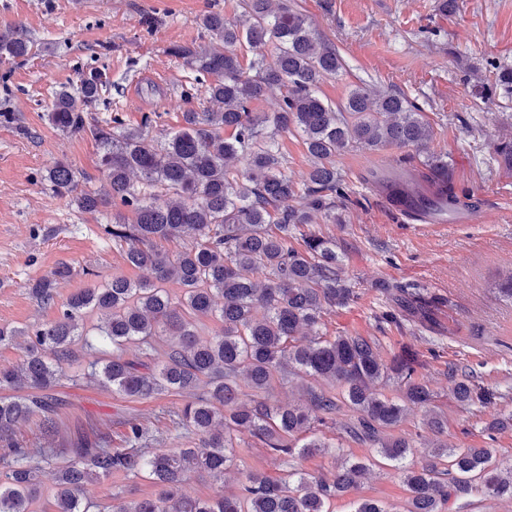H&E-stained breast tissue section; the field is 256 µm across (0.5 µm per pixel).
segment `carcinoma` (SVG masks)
<instances>
[{"instance_id": "obj_1", "label": "carcinoma", "mask_w": 512, "mask_h": 512, "mask_svg": "<svg viewBox=\"0 0 512 512\" xmlns=\"http://www.w3.org/2000/svg\"><path fill=\"white\" fill-rule=\"evenodd\" d=\"M270 0H242V18L231 22L208 10L198 17L208 41L196 47L175 45L171 54L210 77L205 92L218 109L183 112L184 127L153 135L149 117L131 125L112 116V126L88 121L87 109L110 84L106 74H83L77 91L56 93L49 120L68 134L88 132L103 145L99 165L108 188L88 189L79 206L98 212L120 201L131 216L117 215L104 225L112 240L127 245L126 263L148 269L153 280L115 276L106 288H84L60 305V316L32 330L0 326V346L27 337L20 362L0 368V512H33L40 493L38 473L53 463L57 449L29 448L15 437L21 421L38 419L40 438L58 433L53 394L73 346L83 341L79 322L98 315L99 340L112 345V357H95L87 377L129 398L162 392L189 396L174 409V427L192 432V448H144L148 422H128L126 448H112L108 435L96 440L79 434L69 440L68 464L55 473V512H90L89 486L115 472L143 474L159 487L158 496L121 503L112 512H333L336 498L360 485L368 470L347 460L329 476L289 471L279 478L249 472L241 491L212 499L182 493L190 472L222 478L232 467L233 436L247 432L271 455L309 456L331 444L316 436V425L337 424L347 409L343 433L377 449L394 462L408 497L404 512H456L461 496L512 498V465L503 467L495 448H462L448 441V419L431 408L433 391L420 372L418 355L402 349L381 357L363 336H328L326 314L348 305L355 291L340 277L342 257L336 240L315 232L295 237L318 214L329 223L341 218L349 190L335 158L352 148H426L433 131L425 112L404 94L357 86L340 103L320 95L324 80L343 69L339 52L292 5L273 14ZM252 52L243 66L238 49ZM16 31L0 32V58L29 54ZM490 82L478 81L473 95L482 103L512 99V66L486 61ZM277 87L282 100L275 112H256L253 104ZM296 133L311 158L300 181L281 170L277 136ZM499 163L512 171V133L496 146ZM48 179L61 196L76 190L75 173L57 162ZM374 190L391 206L430 208L437 203L453 215L467 207L470 191L448 176V162L427 156L421 166L389 174L371 172ZM192 246L168 252L159 242ZM266 282L257 284L254 275ZM72 275L68 263L28 282L29 294L44 305L55 303L59 281ZM173 283L181 295L172 297ZM215 317L222 329L203 337L197 322ZM159 336H171L166 347ZM139 348L130 355L127 348ZM302 379L297 402L271 399L273 384L289 375ZM393 382L399 396L380 387ZM449 395L461 406L484 408L503 394L473 372L448 369ZM416 407L426 409L431 437L421 444L428 462L407 463L413 441L393 431Z\"/></svg>"}]
</instances>
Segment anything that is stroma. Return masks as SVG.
Masks as SVG:
<instances>
[{"instance_id": "35a3bbf8", "label": "stroma", "mask_w": 512, "mask_h": 512, "mask_svg": "<svg viewBox=\"0 0 512 512\" xmlns=\"http://www.w3.org/2000/svg\"><path fill=\"white\" fill-rule=\"evenodd\" d=\"M291 2L344 61L342 72L322 83L323 97L337 103L366 83L419 104L433 128L428 152L447 161L454 184L468 188L485 215L477 224H418L375 195L368 174L391 170L402 159L417 164L416 149H353L338 156L336 168L352 204L343 223L318 217L313 228L335 239L344 256L341 276L357 297L325 317L324 331L370 337L386 358L404 347L417 352L433 404L448 419L449 442L497 448L500 462L512 464V431H487L490 421L512 410V300L500 291L512 277V171L494 161L496 144L512 132V101L483 104L465 82L470 67H484L487 59L512 65V0H460L450 18L436 11V0ZM213 8L231 21L241 14L240 0H0V31H17L31 46L27 57L0 62V324L51 322L61 303L81 289L105 287L116 275L147 278V271L127 265L125 244L105 234L112 208L88 212L74 196L53 191L48 173L58 161L73 168L82 189L103 186L105 176L99 142L61 132L48 112L56 91L76 89L83 73L97 69L112 86L93 117L102 121L119 113L137 123L147 115L158 129H179L183 112L208 104L201 96L184 101L182 91L195 75L170 49L201 44L197 18ZM62 262L72 266L71 278L59 282L54 305L38 303L27 282ZM405 288L433 301L430 321L406 310ZM385 312L395 314L396 323H378ZM88 361L87 352L77 349L56 387L65 401L55 442L59 461L67 459V432L74 424L110 421L112 445L120 448L134 416L152 426L149 447L194 445V436L173 429L167 418L168 410L183 404L182 395L135 399L113 393L85 379ZM452 365L473 369L503 400L480 410L450 403ZM322 435L342 446L343 457H275L249 434H238L235 463L224 480L192 472L183 490L208 499L237 490L250 472L327 475L342 458L366 462L376 455L334 430ZM158 492L145 477L119 473L92 486L89 497L93 512H111L114 505ZM360 498L403 512L407 491L394 470L376 466L357 490L336 500V512H350Z\"/></svg>"}]
</instances>
